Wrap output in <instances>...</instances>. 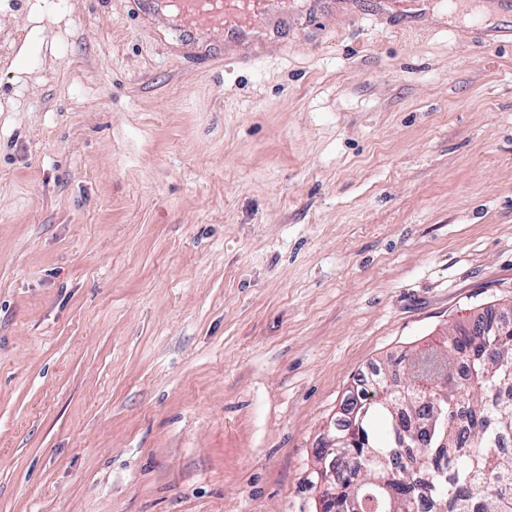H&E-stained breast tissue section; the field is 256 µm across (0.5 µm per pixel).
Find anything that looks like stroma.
Wrapping results in <instances>:
<instances>
[{"mask_svg":"<svg viewBox=\"0 0 512 512\" xmlns=\"http://www.w3.org/2000/svg\"><path fill=\"white\" fill-rule=\"evenodd\" d=\"M400 8L0 0V512H317L360 374L512 304L508 17ZM287 0H154L155 18L173 20L187 40L212 30L235 31L240 39L248 37L257 17ZM469 32L473 38L479 41L512 43V27L510 26L486 28L481 20L476 19L469 28Z\"/></svg>","mask_w":512,"mask_h":512,"instance_id":"stroma-1","label":"stroma"}]
</instances>
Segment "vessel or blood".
<instances>
[{
	"label": "vessel or blood",
	"instance_id": "1",
	"mask_svg": "<svg viewBox=\"0 0 512 512\" xmlns=\"http://www.w3.org/2000/svg\"><path fill=\"white\" fill-rule=\"evenodd\" d=\"M287 0H154L155 18L173 20L190 40L213 30L236 32L248 37L257 17ZM473 38L487 42L512 43V27H484L482 21H474L469 29Z\"/></svg>",
	"mask_w": 512,
	"mask_h": 512
}]
</instances>
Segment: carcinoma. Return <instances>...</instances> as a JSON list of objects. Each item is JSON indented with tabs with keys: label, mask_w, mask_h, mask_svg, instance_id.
Returning a JSON list of instances; mask_svg holds the SVG:
<instances>
[{
	"label": "carcinoma",
	"mask_w": 512,
	"mask_h": 512,
	"mask_svg": "<svg viewBox=\"0 0 512 512\" xmlns=\"http://www.w3.org/2000/svg\"><path fill=\"white\" fill-rule=\"evenodd\" d=\"M487 324L482 311L452 328L442 382L405 367L389 393H358L355 426L336 422V435L352 433L349 447L317 456L323 512L333 497L359 512H417L425 493L429 512H512V453L501 448L512 399L492 398L512 395V330L485 336Z\"/></svg>",
	"instance_id": "1"
}]
</instances>
